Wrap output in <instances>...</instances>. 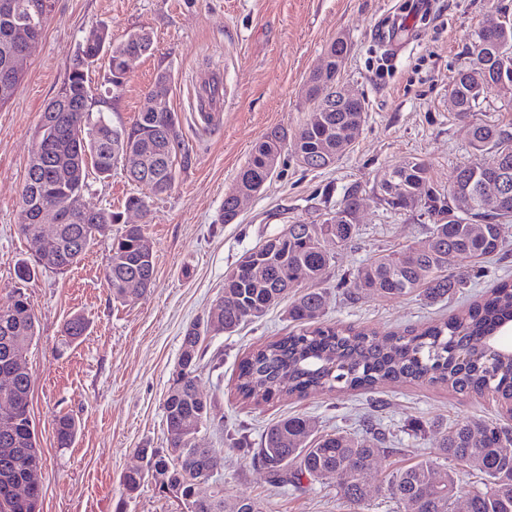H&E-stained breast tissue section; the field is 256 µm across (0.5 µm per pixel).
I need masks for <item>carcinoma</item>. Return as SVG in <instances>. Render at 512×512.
<instances>
[{
	"label": "carcinoma",
	"instance_id": "obj_1",
	"mask_svg": "<svg viewBox=\"0 0 512 512\" xmlns=\"http://www.w3.org/2000/svg\"><path fill=\"white\" fill-rule=\"evenodd\" d=\"M17 20L33 16L36 23L0 28V68L9 63L13 50L29 37L43 35L48 0H10ZM105 32V43L79 45L70 58L69 72L61 92L64 100H53L43 114L51 116L56 158H65L72 176L63 195L72 209V221L64 225L62 247L55 259L57 270L66 271L78 264L100 237L112 232L121 213L110 208H92L84 203L89 172L100 180L112 176L121 166L131 180L157 195L172 188L177 166H187L190 151L179 130L176 113L140 112L133 123L114 126L103 114L93 116L92 91L87 71L101 59L107 60L108 83L114 89L127 79L126 58L143 57L153 50V39L145 28L132 30L118 42ZM512 44V20L505 17L489 21L478 33L473 45L474 62L460 74L448 97V109L466 116L478 100L500 84L495 74L506 67L512 70V58L500 57L498 48ZM349 51L348 42L338 38L327 48L325 68L309 77L315 93L338 94L339 66ZM366 102L346 106L336 102L331 112H314L293 135L275 128L257 141L246 164L237 176L238 189L251 194L267 181L272 162L280 161L288 147L309 161V168L332 165L352 142L356 128L352 116L366 112ZM472 146L477 159L457 167L448 184V194L436 193L428 184L426 165L411 158L387 170L397 190L387 205L407 209L424 196L428 212L453 213V219L430 228L433 245L427 251L406 249L382 254L361 266L354 275V290L365 295L398 297L417 292L429 302L446 299L465 288L467 275L454 270L460 255L480 264L501 251L499 221L512 219V178L497 186L481 178L483 156L503 153L512 157V127L476 124ZM48 173L37 149H32L22 193V210L34 202V186ZM475 198L472 208L458 209L460 197ZM502 195L492 205L484 196ZM364 204L358 187L351 188L334 215L323 224H292L284 236L276 234L259 245L263 265L255 268L243 256L224 278L221 299L224 315L189 325L180 346L176 378L166 393L163 410L166 424V448H151L146 453L147 467L164 476L167 486L179 492L188 512H267L263 502L243 498L228 505L224 487L209 478L221 468V453L198 444V428L211 421V402L198 391L201 361L205 356L206 336L232 333L247 322L263 317L288 295L289 320L299 329L270 340L245 355L238 364L236 390L242 400L260 405L281 396L303 398L316 390L371 391L388 382L439 383L449 388L481 395L492 389L512 403V363L508 353L491 359L474 350L466 359L462 350L491 344L512 322V283L501 282L483 298L459 313L429 325L420 333L407 332L381 336L364 328L339 327L323 321L325 296L318 285L331 266L333 256L317 248L318 236L327 232L342 247L352 241L357 225L348 216ZM485 225V232L474 234L472 225ZM145 225L125 224L113 238L104 280L114 298L124 302L139 299L154 281V256L144 251ZM306 271L307 285L299 284L295 271ZM88 324L80 314L71 316L63 326L70 340L84 335ZM36 336V316L28 298L19 293L0 308V366L15 348L29 347ZM8 390L14 404V424L0 433V512H39L42 481L33 478L43 457L35 432L30 430L32 377L28 367L15 370L0 381V392ZM372 435L365 442L355 434L336 431L319 433L309 416L286 417L270 425L255 462L268 470L274 481L296 490L303 482L336 480L341 495L360 505L367 497L364 467L374 459L387 457L395 449L387 446L386 432L366 424ZM77 435L73 415L60 413L54 420L57 447L70 448ZM512 427L471 420L449 427L439 450L444 459L479 471L485 477L484 489L465 494L467 512H512ZM24 482L27 493L14 497L3 489ZM147 479L137 471H125L122 486L136 492ZM209 485L207 499H198L200 484ZM385 490L396 499L403 512H453L461 494L457 473H445L437 482L436 462L421 459L411 466L389 473Z\"/></svg>",
	"mask_w": 512,
	"mask_h": 512
}]
</instances>
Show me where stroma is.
Wrapping results in <instances>:
<instances>
[{"label": "stroma", "instance_id": "1", "mask_svg": "<svg viewBox=\"0 0 512 512\" xmlns=\"http://www.w3.org/2000/svg\"><path fill=\"white\" fill-rule=\"evenodd\" d=\"M512 17V0H50L42 39L20 64L22 81L0 106V306L15 289L29 296L39 333L26 354L33 386L30 411L45 459L41 512H176L153 482L126 494L121 475L138 448L166 445L163 399L177 366L186 327L205 320L224 288V276L251 249L290 224H320L340 207L351 187L366 206L358 232L344 247L326 242L335 258L326 274L324 319L378 332L426 328L459 312L499 281H512V220L503 222V249L473 274L474 262L457 258L469 274L462 293L435 303L418 293L396 298H352L353 275L379 255L427 244L433 222L425 208L395 210L376 198L383 171L414 157L425 163L430 186L447 193L454 169L474 161L472 127H512V91L479 99L469 117L448 109L460 72L472 64L470 48L488 15ZM108 28L113 40L140 27L151 32L152 54L139 59L124 85L109 90L106 69L88 71L92 110L113 125H130L147 104L159 70H169L168 99L191 151L187 167L165 194L149 199L146 223L153 243L155 278L135 302L113 299L104 281L112 240L98 239L81 262L64 273L42 271L18 284L14 267L32 259L17 231L21 192L36 126L68 72L70 57L88 36ZM345 37L350 51L339 81L362 94L367 117L350 151L331 167L310 171L284 155L262 190L246 201L236 220L221 221L224 198L234 186L253 144L276 127L295 131L308 115L304 85L327 46ZM219 93L214 116L200 118L208 84ZM140 186L114 169L91 180L86 204L123 210ZM88 322L84 336L66 341L72 315ZM285 306L231 334L208 337L200 392L212 406L201 446L220 449L217 477L228 502L263 500L268 512H399L380 486L392 471L438 456L446 428L472 419L512 426V413L492 393L473 396L443 385L389 383L371 393L317 391L304 399L283 397L259 406L240 400L236 373L242 357L273 337L292 331ZM68 412L79 423L72 447H57L54 419ZM312 417L319 429L361 432L363 417L386 431L396 449L377 459L370 492L361 505L341 498L335 481L301 490L271 483L250 451L276 421Z\"/></svg>", "mask_w": 512, "mask_h": 512}]
</instances>
